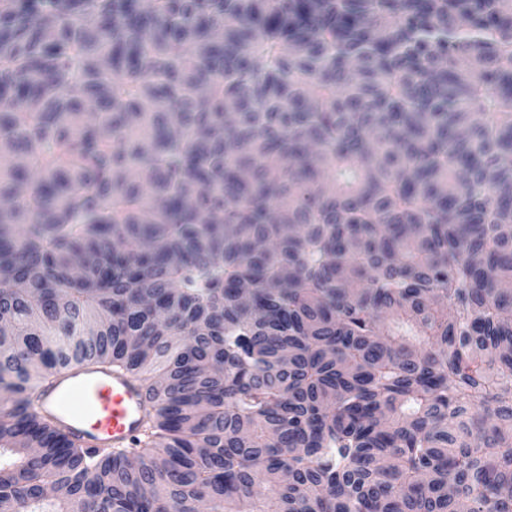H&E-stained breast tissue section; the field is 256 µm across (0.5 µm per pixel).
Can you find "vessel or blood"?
<instances>
[{"label":"vessel or blood","mask_w":512,"mask_h":512,"mask_svg":"<svg viewBox=\"0 0 512 512\" xmlns=\"http://www.w3.org/2000/svg\"><path fill=\"white\" fill-rule=\"evenodd\" d=\"M32 387L43 415L91 449L130 446L149 412L143 384L104 367L60 369Z\"/></svg>","instance_id":"obj_1"}]
</instances>
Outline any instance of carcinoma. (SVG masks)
Returning <instances> with one entry per match:
<instances>
[{
	"mask_svg": "<svg viewBox=\"0 0 512 512\" xmlns=\"http://www.w3.org/2000/svg\"><path fill=\"white\" fill-rule=\"evenodd\" d=\"M0 200V512H512V0H0ZM32 387L43 415L88 449L129 447L150 408L138 379L104 367L60 369Z\"/></svg>",
	"mask_w": 512,
	"mask_h": 512,
	"instance_id": "carcinoma-1",
	"label": "carcinoma"
}]
</instances>
